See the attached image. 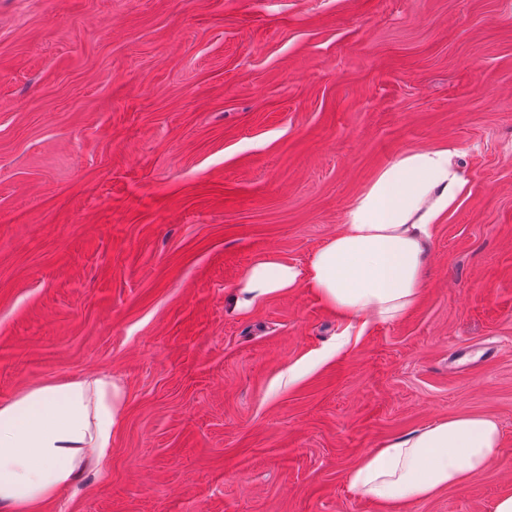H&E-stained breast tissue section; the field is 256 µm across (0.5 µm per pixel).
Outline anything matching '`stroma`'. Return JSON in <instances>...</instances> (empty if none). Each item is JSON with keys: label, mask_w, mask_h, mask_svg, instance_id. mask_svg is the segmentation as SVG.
I'll use <instances>...</instances> for the list:
<instances>
[{"label": "stroma", "mask_w": 512, "mask_h": 512, "mask_svg": "<svg viewBox=\"0 0 512 512\" xmlns=\"http://www.w3.org/2000/svg\"><path fill=\"white\" fill-rule=\"evenodd\" d=\"M27 101L18 110V101ZM454 146L426 287L358 329L297 288L383 168ZM95 371L111 466L40 512H493L512 494V0H0V401ZM494 418L505 450L401 505L368 451Z\"/></svg>", "instance_id": "35a3bbf8"}]
</instances>
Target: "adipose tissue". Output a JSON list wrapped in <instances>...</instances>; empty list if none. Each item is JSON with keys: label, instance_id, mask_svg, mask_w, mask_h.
Wrapping results in <instances>:
<instances>
[{"label": "adipose tissue", "instance_id": "ef3b65f1", "mask_svg": "<svg viewBox=\"0 0 512 512\" xmlns=\"http://www.w3.org/2000/svg\"><path fill=\"white\" fill-rule=\"evenodd\" d=\"M451 148L408 149L379 172L345 224L305 266L254 260L232 300L249 311L272 296L312 289L360 326L386 323L419 301L436 220L463 188ZM125 390L106 372L33 385L0 401V512H37L86 472L107 471ZM503 454L497 422L440 420L365 454L347 480L371 499H427L466 482Z\"/></svg>", "mask_w": 512, "mask_h": 512}]
</instances>
